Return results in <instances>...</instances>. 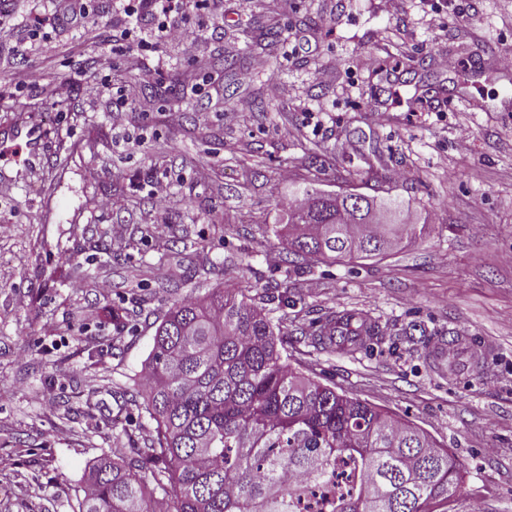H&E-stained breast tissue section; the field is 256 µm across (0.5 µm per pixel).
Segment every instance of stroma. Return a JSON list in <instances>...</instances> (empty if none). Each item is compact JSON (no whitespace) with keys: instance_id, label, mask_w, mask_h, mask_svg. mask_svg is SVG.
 I'll list each match as a JSON object with an SVG mask.
<instances>
[{"instance_id":"obj_1","label":"stroma","mask_w":512,"mask_h":512,"mask_svg":"<svg viewBox=\"0 0 512 512\" xmlns=\"http://www.w3.org/2000/svg\"><path fill=\"white\" fill-rule=\"evenodd\" d=\"M223 5V25L188 22L209 40L204 62L170 47L117 53L93 96L74 67L97 52L80 25L24 54V14L0 24V129L47 116L43 177L22 173L26 150L0 153V512H78L114 438L125 456L145 447L153 427L134 390L155 329L173 302L216 288L270 291L289 364L451 450L465 481L455 512H512V0ZM271 30L280 38L262 47ZM444 53L463 66L442 68ZM19 69L32 86L16 88ZM60 80L74 84L66 112L46 95ZM273 80L289 99L268 97ZM130 82L137 104L115 108ZM242 96L251 111L237 112ZM158 177L172 183L163 215L149 195ZM345 184L415 235L287 271L274 226L304 189ZM115 196L125 210L109 207ZM344 312L383 331L374 353L316 344ZM461 335L491 350L457 377L437 346Z\"/></svg>"}]
</instances>
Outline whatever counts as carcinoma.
<instances>
[{
  "mask_svg": "<svg viewBox=\"0 0 512 512\" xmlns=\"http://www.w3.org/2000/svg\"><path fill=\"white\" fill-rule=\"evenodd\" d=\"M288 225L290 267L379 256L414 231L369 195L356 206L315 189ZM323 328L343 349L381 335L354 313ZM138 394L154 434L94 463L79 512H445L463 490L454 455L422 429L288 364L280 322L241 291L174 303Z\"/></svg>",
  "mask_w": 512,
  "mask_h": 512,
  "instance_id": "obj_1",
  "label": "carcinoma"
}]
</instances>
